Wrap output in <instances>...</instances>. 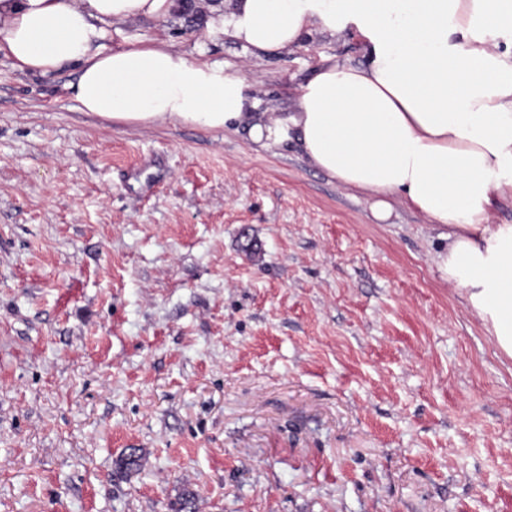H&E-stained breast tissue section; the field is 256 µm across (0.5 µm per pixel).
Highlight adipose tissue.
Here are the masks:
<instances>
[{
	"mask_svg": "<svg viewBox=\"0 0 512 512\" xmlns=\"http://www.w3.org/2000/svg\"><path fill=\"white\" fill-rule=\"evenodd\" d=\"M187 0H0V53L22 71L77 66L82 111L122 126H236L265 146L448 227L441 277L512 357V224L489 217L512 188V0H212L210 34L277 52L354 34L363 64L323 60L293 112H261L246 78L163 43L104 48L112 28Z\"/></svg>",
	"mask_w": 512,
	"mask_h": 512,
	"instance_id": "obj_1",
	"label": "adipose tissue"
}]
</instances>
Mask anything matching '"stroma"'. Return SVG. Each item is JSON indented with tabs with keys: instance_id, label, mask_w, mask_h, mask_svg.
Returning a JSON list of instances; mask_svg holds the SVG:
<instances>
[{
	"instance_id": "obj_1",
	"label": "stroma",
	"mask_w": 512,
	"mask_h": 512,
	"mask_svg": "<svg viewBox=\"0 0 512 512\" xmlns=\"http://www.w3.org/2000/svg\"><path fill=\"white\" fill-rule=\"evenodd\" d=\"M292 112L357 36L121 25ZM0 54V512H512V358L444 228L233 128L112 124ZM139 471L118 469L130 450Z\"/></svg>"
}]
</instances>
